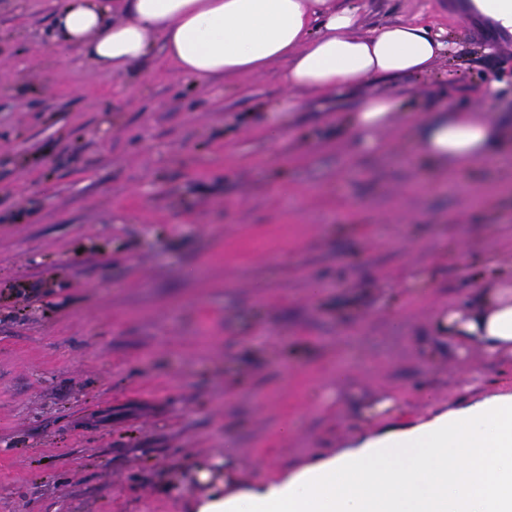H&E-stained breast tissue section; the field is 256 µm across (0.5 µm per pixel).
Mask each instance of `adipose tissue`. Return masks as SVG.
I'll return each mask as SVG.
<instances>
[{"mask_svg":"<svg viewBox=\"0 0 512 512\" xmlns=\"http://www.w3.org/2000/svg\"><path fill=\"white\" fill-rule=\"evenodd\" d=\"M54 40L78 47L75 65L120 76L161 42L179 75L233 80L282 63L284 110L314 96L363 89L348 119L371 149L398 124L397 102L376 83L431 75L450 45L419 23L363 30L358 0H67ZM505 129L492 115L455 112L424 124L418 154L463 168L497 156ZM442 327L488 355L512 349V277L490 280ZM196 512H512V394L474 401L362 437L279 481L206 500Z\"/></svg>","mask_w":512,"mask_h":512,"instance_id":"ef3b65f1","label":"adipose tissue"}]
</instances>
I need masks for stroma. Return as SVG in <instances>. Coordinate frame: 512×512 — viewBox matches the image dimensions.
I'll return each instance as SVG.
<instances>
[{
    "mask_svg": "<svg viewBox=\"0 0 512 512\" xmlns=\"http://www.w3.org/2000/svg\"><path fill=\"white\" fill-rule=\"evenodd\" d=\"M64 3L0 0V512H190L512 392L511 351L437 329L488 260L512 272V166L435 173L415 125L363 147L360 91L278 111L277 64L197 86L157 47L74 68L49 41ZM364 3L365 29L455 42L382 84L400 111L512 122V42L448 0Z\"/></svg>",
    "mask_w": 512,
    "mask_h": 512,
    "instance_id": "obj_1",
    "label": "stroma"
}]
</instances>
